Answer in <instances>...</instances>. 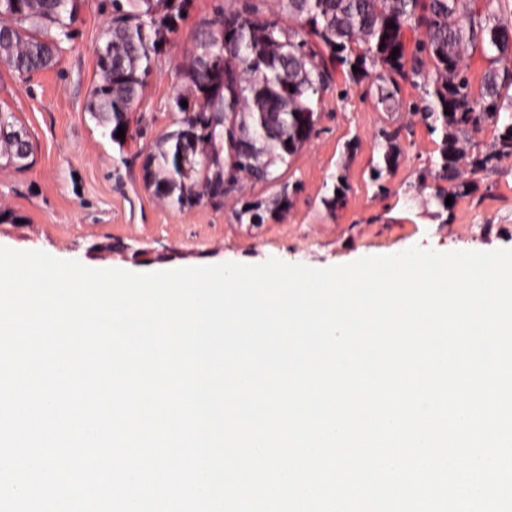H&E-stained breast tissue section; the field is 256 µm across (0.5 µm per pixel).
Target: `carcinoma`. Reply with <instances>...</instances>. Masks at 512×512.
Segmentation results:
<instances>
[{
    "label": "carcinoma",
    "mask_w": 512,
    "mask_h": 512,
    "mask_svg": "<svg viewBox=\"0 0 512 512\" xmlns=\"http://www.w3.org/2000/svg\"><path fill=\"white\" fill-rule=\"evenodd\" d=\"M81 2L0 0V62L20 78L52 67L71 39ZM188 2L112 0V20L97 58L99 79L85 106L112 142L124 145L116 132L129 131L152 60ZM501 2L278 0L273 12L265 0H231L204 23L181 67L186 93H177L171 104L176 129L162 134L147 155L145 185L154 196L184 208L234 194L245 178L254 185L276 182L273 167L288 163L315 134L316 108L334 66L345 69L349 80L374 86L378 103L389 111L401 107L400 83L422 89L410 108L439 136L429 171L449 188H438L433 199L436 216L452 218L446 197H465L472 190L464 171H493L512 158V19L500 16ZM408 30L421 33L412 46ZM476 50L491 62L478 89L466 63ZM189 113L196 126L184 133ZM487 124L496 131L493 142L467 154L463 143ZM377 139L383 166L372 169V180L383 193L382 173L396 165L402 148L397 130L382 128ZM31 154L15 113L0 108V159L21 169ZM346 190L335 186L323 197L324 207L343 208ZM291 206L284 185L268 202L245 203L236 217L241 224H262Z\"/></svg>",
    "instance_id": "obj_1"
}]
</instances>
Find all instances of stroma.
<instances>
[{"instance_id": "1", "label": "stroma", "mask_w": 512, "mask_h": 512, "mask_svg": "<svg viewBox=\"0 0 512 512\" xmlns=\"http://www.w3.org/2000/svg\"><path fill=\"white\" fill-rule=\"evenodd\" d=\"M225 4L190 0L152 62L145 96L131 114L133 136L121 147L85 110L112 0H84L53 67L23 80L0 64V107L16 113L33 144L26 168L0 160V246L131 272L255 265L272 257L324 268L415 245L440 252L512 248V159L496 172L473 175V194L458 198L452 220L441 222L428 203L437 183L423 176L436 136L410 112L386 111L366 84L349 83L339 69L318 107L316 135L274 169L299 186L280 219L252 225L234 217L243 201L268 198L269 186L249 185L192 208L155 198L143 184V160L173 128L180 65L201 22L215 19ZM385 126L400 128L402 154L385 173L382 194L372 168L380 160L376 134ZM340 175L347 204L333 216L321 199Z\"/></svg>"}]
</instances>
